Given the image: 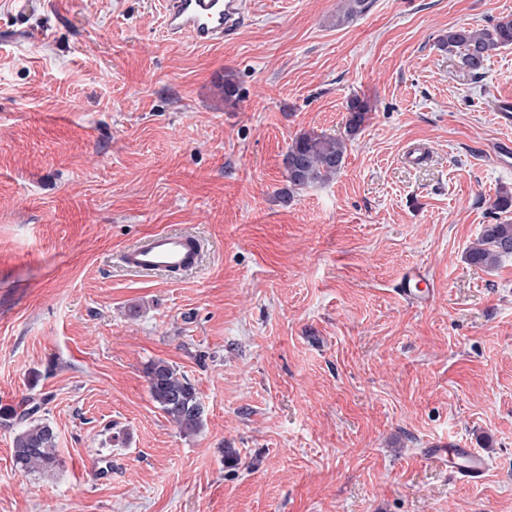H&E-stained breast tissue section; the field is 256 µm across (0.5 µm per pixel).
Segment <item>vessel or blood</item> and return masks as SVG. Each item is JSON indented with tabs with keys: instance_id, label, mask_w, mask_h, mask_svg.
Listing matches in <instances>:
<instances>
[{
	"instance_id": "vessel-or-blood-1",
	"label": "vessel or blood",
	"mask_w": 512,
	"mask_h": 512,
	"mask_svg": "<svg viewBox=\"0 0 512 512\" xmlns=\"http://www.w3.org/2000/svg\"><path fill=\"white\" fill-rule=\"evenodd\" d=\"M165 28L175 38L189 37L197 44L208 45L232 38L243 17L238 0H166ZM202 240L193 234L161 230L148 233L122 253L123 266L130 272L145 275H173L199 268L203 258ZM400 296L410 303H426L429 288L418 269L403 276ZM430 458L440 460L459 479L482 480L488 472L484 455L472 448H449L434 443Z\"/></svg>"
}]
</instances>
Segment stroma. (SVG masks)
I'll return each instance as SVG.
<instances>
[{"mask_svg": "<svg viewBox=\"0 0 512 512\" xmlns=\"http://www.w3.org/2000/svg\"><path fill=\"white\" fill-rule=\"evenodd\" d=\"M243 2L202 46L163 0H0V408L38 405L61 460L20 473L0 426V512H512V257L466 259L512 191L490 152L512 46L477 76L440 45L512 0H369L342 25L341 0ZM304 132L346 159L293 191ZM161 228L206 240L201 272L122 270ZM412 267L428 305L396 291ZM158 359L195 385L197 434L151 400ZM436 441L485 478L428 461ZM427 448L426 454L440 460L444 467L460 480L478 482L488 472L487 459L474 448H446L447 443L436 442Z\"/></svg>", "mask_w": 512, "mask_h": 512, "instance_id": "1", "label": "stroma"}]
</instances>
